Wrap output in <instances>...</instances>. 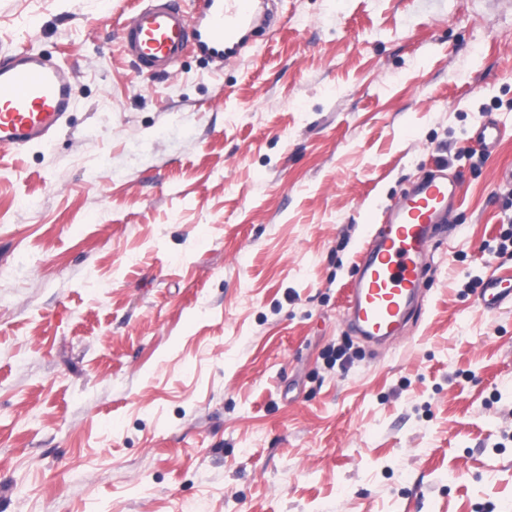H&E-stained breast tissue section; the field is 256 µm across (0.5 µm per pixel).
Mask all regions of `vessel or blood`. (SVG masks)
<instances>
[{
  "mask_svg": "<svg viewBox=\"0 0 512 512\" xmlns=\"http://www.w3.org/2000/svg\"><path fill=\"white\" fill-rule=\"evenodd\" d=\"M252 0H205L202 10L174 0H137L122 46L143 74L174 71L187 54L223 61L224 48L252 20ZM76 109L69 68L31 49L12 50L0 61V147L26 152L67 127ZM473 136L486 148L504 137L503 126L484 120ZM460 200L457 183L443 170L407 190L366 243L359 276L343 307V319L367 339L398 335L430 271V243ZM480 302L512 303V272H494Z\"/></svg>",
  "mask_w": 512,
  "mask_h": 512,
  "instance_id": "obj_1",
  "label": "vessel or blood"
}]
</instances>
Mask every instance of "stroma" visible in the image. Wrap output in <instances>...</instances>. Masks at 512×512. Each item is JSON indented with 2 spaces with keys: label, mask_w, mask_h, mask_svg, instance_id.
<instances>
[{
  "label": "stroma",
  "mask_w": 512,
  "mask_h": 512,
  "mask_svg": "<svg viewBox=\"0 0 512 512\" xmlns=\"http://www.w3.org/2000/svg\"><path fill=\"white\" fill-rule=\"evenodd\" d=\"M134 2L0 0V51L77 99L0 149V512H512V304L478 302L512 270V0H269L156 76ZM437 166L422 313L368 343L360 252ZM473 138L487 149L495 148L504 138V127L494 120H483L476 127Z\"/></svg>",
  "instance_id": "obj_1"
}]
</instances>
